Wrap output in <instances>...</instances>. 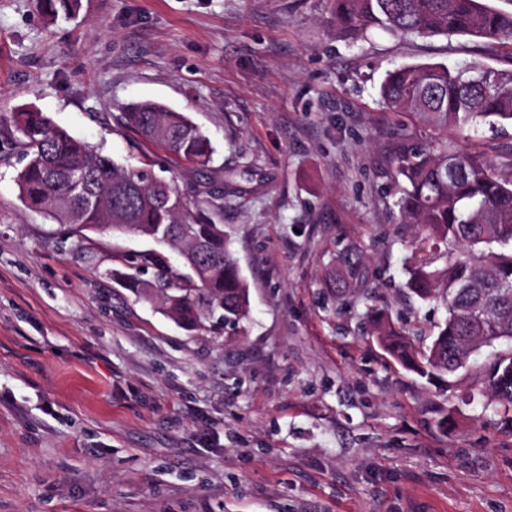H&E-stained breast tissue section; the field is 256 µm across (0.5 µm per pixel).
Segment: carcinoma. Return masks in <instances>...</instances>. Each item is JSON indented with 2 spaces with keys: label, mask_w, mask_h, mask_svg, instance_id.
<instances>
[{
  "label": "carcinoma",
  "mask_w": 512,
  "mask_h": 512,
  "mask_svg": "<svg viewBox=\"0 0 512 512\" xmlns=\"http://www.w3.org/2000/svg\"><path fill=\"white\" fill-rule=\"evenodd\" d=\"M336 27L357 39L380 30L395 36L466 35L494 47L512 42V10L479 0H333ZM380 97L392 112H410L432 128L512 126V68L473 59L463 65L407 64L387 73ZM24 165L21 200L68 226L77 236L115 229L177 248L188 273H175L157 254L127 273H112L139 299L160 303L183 328L238 336L249 321V287L231 236L212 215L224 196L207 184L184 189L157 178L151 162L132 168L55 126L32 106L10 115ZM118 125L137 133L175 161L208 166L213 147L184 113L154 102H133ZM402 223L418 226L422 254L410 258V293L440 301L445 318L431 345L413 347L409 335L381 318L373 335L383 350L429 384L451 386L473 356L512 341V174L484 158L409 138L390 154ZM445 258L433 265L434 255ZM470 390L512 410V351L497 353Z\"/></svg>",
  "instance_id": "obj_1"
}]
</instances>
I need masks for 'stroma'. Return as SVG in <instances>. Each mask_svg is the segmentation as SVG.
<instances>
[{
	"mask_svg": "<svg viewBox=\"0 0 512 512\" xmlns=\"http://www.w3.org/2000/svg\"><path fill=\"white\" fill-rule=\"evenodd\" d=\"M332 0H82L45 17L0 0V116L21 105L128 166L149 149L116 120L136 101L185 113L223 183L216 218L250 287L251 322L187 332L114 282L155 253L118 230L79 237L25 206L0 123V512H512V411L408 372L369 312L429 345L442 307L407 287L422 242L387 158L424 140L379 87L404 64L512 62L468 36L353 41ZM450 146L512 171V127ZM356 270L339 296L335 277ZM453 408L441 433L438 411Z\"/></svg>",
	"mask_w": 512,
	"mask_h": 512,
	"instance_id": "35a3bbf8",
	"label": "stroma"
}]
</instances>
